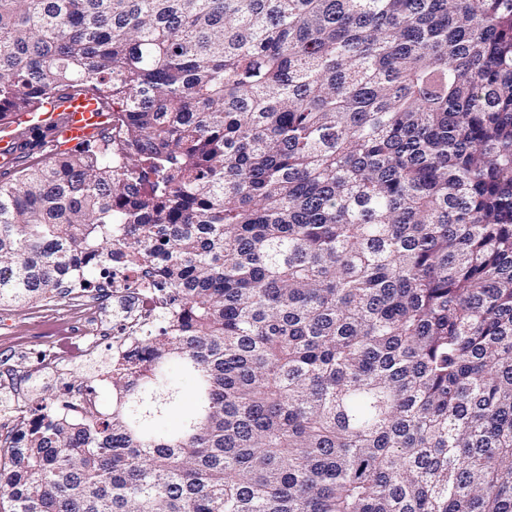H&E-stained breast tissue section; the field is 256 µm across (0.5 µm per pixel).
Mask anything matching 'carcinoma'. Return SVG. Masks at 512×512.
Masks as SVG:
<instances>
[{"label": "carcinoma", "mask_w": 512, "mask_h": 512, "mask_svg": "<svg viewBox=\"0 0 512 512\" xmlns=\"http://www.w3.org/2000/svg\"><path fill=\"white\" fill-rule=\"evenodd\" d=\"M74 94L0 307L117 252L165 308L111 411L25 406L0 512H512V0H0V125ZM110 119L108 112H98L93 101L77 97L57 100L48 112H40L33 124L55 126L56 138L66 148L99 138Z\"/></svg>", "instance_id": "cac0c4a2"}]
</instances>
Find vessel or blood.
Wrapping results in <instances>:
<instances>
[{
    "label": "vessel or blood",
    "instance_id": "1",
    "mask_svg": "<svg viewBox=\"0 0 512 512\" xmlns=\"http://www.w3.org/2000/svg\"><path fill=\"white\" fill-rule=\"evenodd\" d=\"M111 116L98 111L93 101L83 97L60 99L48 111L39 113L37 124L54 126L64 146L97 139L108 129Z\"/></svg>",
    "mask_w": 512,
    "mask_h": 512
}]
</instances>
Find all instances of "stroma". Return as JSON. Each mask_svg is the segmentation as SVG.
<instances>
[{
    "mask_svg": "<svg viewBox=\"0 0 512 512\" xmlns=\"http://www.w3.org/2000/svg\"><path fill=\"white\" fill-rule=\"evenodd\" d=\"M79 319V308L65 296L0 309V362L27 376V388L22 392L9 382H0V433L12 426V405L37 403L48 392L60 399L67 389L81 384L95 386L102 408L111 409L112 389L100 380L99 373L112 359V345L103 343L90 358H83L84 343L77 334ZM57 348L73 356V363L57 373H44L38 363L40 353Z\"/></svg>",
    "mask_w": 512,
    "mask_h": 512,
    "instance_id": "35a3bbf8",
    "label": "stroma"
}]
</instances>
